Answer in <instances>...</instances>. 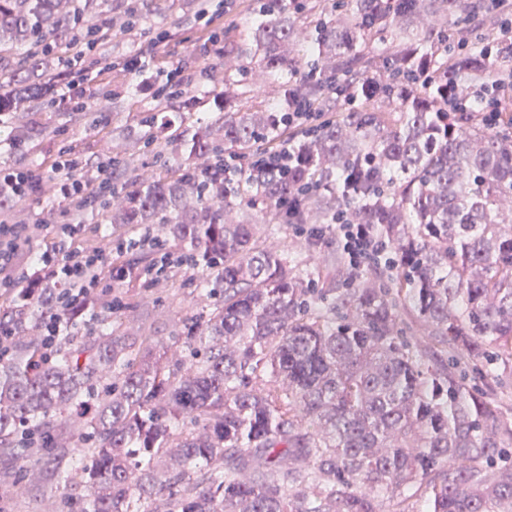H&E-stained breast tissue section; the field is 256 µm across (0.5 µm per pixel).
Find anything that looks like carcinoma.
Segmentation results:
<instances>
[{"instance_id": "obj_1", "label": "carcinoma", "mask_w": 512, "mask_h": 512, "mask_svg": "<svg viewBox=\"0 0 512 512\" xmlns=\"http://www.w3.org/2000/svg\"><path fill=\"white\" fill-rule=\"evenodd\" d=\"M484 0H281L257 25L224 31V113L175 122L152 112L121 130L111 183L71 202L112 233L153 230L201 269L205 314L154 340L109 300L97 329L45 347L49 283L21 309L0 358V461L61 490L41 512H512V418L438 358L403 338L409 309L433 342L479 365L512 362V95L489 124L448 111L512 64L470 42ZM112 0H0V130L35 143L13 111L53 94L52 45L99 43ZM250 61L325 118L288 124L280 100L245 107L233 75ZM174 147L163 180L128 151ZM293 142L274 176L254 163ZM232 156L245 170L214 173ZM372 224L396 261L320 291L260 225ZM115 261L120 288L146 290L152 248Z\"/></svg>"}]
</instances>
